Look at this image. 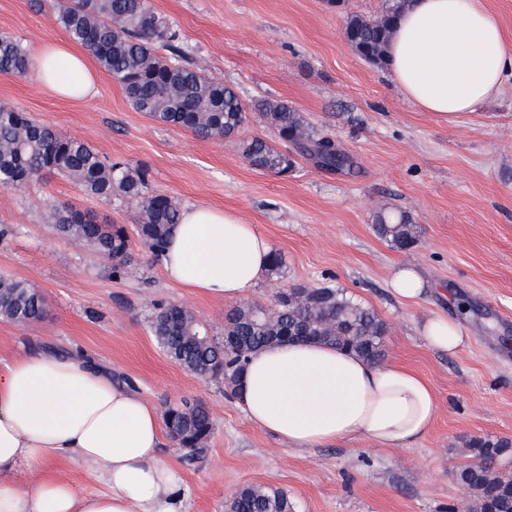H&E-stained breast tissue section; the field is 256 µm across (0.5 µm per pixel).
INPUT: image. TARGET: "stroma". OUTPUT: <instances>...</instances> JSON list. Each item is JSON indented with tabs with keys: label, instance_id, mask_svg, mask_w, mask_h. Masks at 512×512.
Masks as SVG:
<instances>
[{
	"label": "stroma",
	"instance_id": "stroma-1",
	"mask_svg": "<svg viewBox=\"0 0 512 512\" xmlns=\"http://www.w3.org/2000/svg\"><path fill=\"white\" fill-rule=\"evenodd\" d=\"M69 0H0V35L26 49L65 38L52 14ZM178 35L190 65L233 87L245 104L277 99L302 112L355 161L323 171L295 156L285 175L251 167L238 143L268 136L257 114L232 139H202L136 111L111 75L99 71L89 100L57 98L35 72L0 73V103L30 113L60 135L115 161L147 168L149 192L181 206L236 210L257 225L282 267L249 290L246 302L272 305L276 290L333 285L371 307L386 326L385 357L424 376L438 396L431 431L410 448L363 438L296 448L253 425L224 393L175 365L148 328L154 303L191 308L212 335L224 334L227 302L169 281L138 238L120 276L82 243L57 237L45 211L68 203L133 227L120 199L86 196L46 176L19 191L0 189V222L14 236L0 245V270L37 284L46 316L37 324L0 321V366L28 351L90 360L157 410L189 398L211 413L206 452L186 460L162 434L160 460L179 477L182 512H226L245 485L283 488L294 512H468L452 478L466 440H512V81L457 124L407 102L385 66L368 62L344 36L350 15H381L392 0H150ZM409 212L417 245L378 237L380 209ZM415 267L430 291L405 301L389 286L394 270ZM459 315L467 343L457 354L431 350L417 327Z\"/></svg>",
	"mask_w": 512,
	"mask_h": 512
}]
</instances>
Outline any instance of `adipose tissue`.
I'll use <instances>...</instances> for the list:
<instances>
[{"mask_svg": "<svg viewBox=\"0 0 512 512\" xmlns=\"http://www.w3.org/2000/svg\"><path fill=\"white\" fill-rule=\"evenodd\" d=\"M30 61L58 97L84 101L96 90L86 55L68 42L42 44ZM388 67L407 101L451 124L512 79V45L483 0H409L395 21ZM271 254L269 239L237 211L193 205L172 227L164 273L232 301L264 278ZM418 331L439 352L466 343L458 322L442 315ZM236 400L251 423L304 448L358 437L409 448L429 432L438 407L433 386L402 364L288 342L252 355ZM159 440L154 406L86 359L16 355L0 371V512H180L178 478L158 459ZM61 459L100 474L106 491L82 493L52 474ZM22 467L39 473L33 489L14 480Z\"/></svg>", "mask_w": 512, "mask_h": 512, "instance_id": "obj_1", "label": "adipose tissue"}]
</instances>
